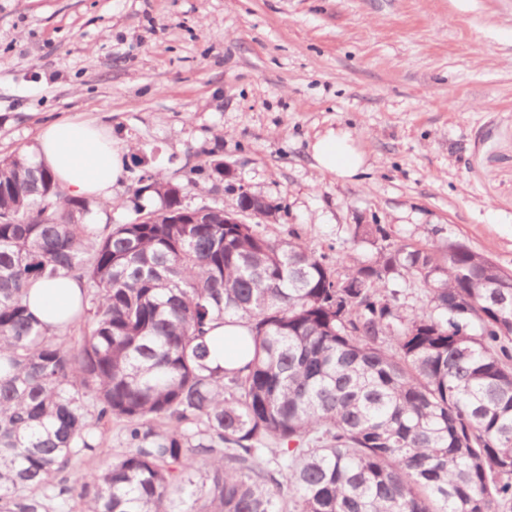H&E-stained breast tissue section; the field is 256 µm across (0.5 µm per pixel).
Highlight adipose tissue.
<instances>
[{
  "mask_svg": "<svg viewBox=\"0 0 512 512\" xmlns=\"http://www.w3.org/2000/svg\"><path fill=\"white\" fill-rule=\"evenodd\" d=\"M318 167L340 177L355 176L364 164L348 135L327 131L311 146ZM38 163L48 169L66 196L110 198L125 173L129 145L106 135L95 120L58 119L44 125L33 149ZM83 284L74 276L62 275L33 282L28 303L33 314L54 330L79 307Z\"/></svg>",
  "mask_w": 512,
  "mask_h": 512,
  "instance_id": "ef3b65f1",
  "label": "adipose tissue"
}]
</instances>
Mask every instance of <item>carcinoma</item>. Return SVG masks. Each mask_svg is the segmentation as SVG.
Listing matches in <instances>:
<instances>
[{
	"instance_id": "cac0c4a2",
	"label": "carcinoma",
	"mask_w": 512,
	"mask_h": 512,
	"mask_svg": "<svg viewBox=\"0 0 512 512\" xmlns=\"http://www.w3.org/2000/svg\"><path fill=\"white\" fill-rule=\"evenodd\" d=\"M138 183V218L88 224L91 202L29 152L0 159V512L512 506L511 274L382 224L355 227L378 260L339 270L297 235L185 206L160 174ZM61 273L87 294L49 332L28 285ZM395 276L430 315L401 306ZM216 320L248 328L243 365H210ZM114 423L125 448L88 467Z\"/></svg>"
}]
</instances>
